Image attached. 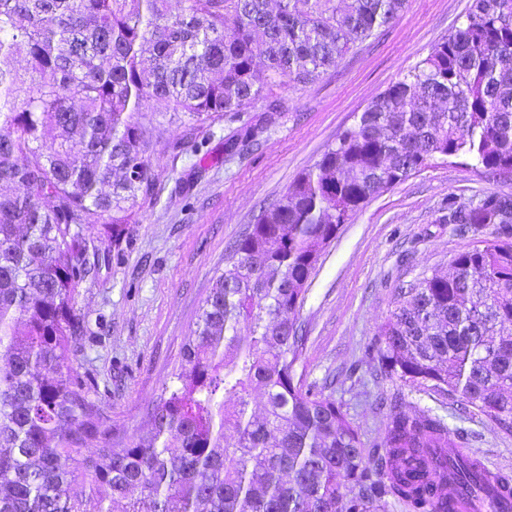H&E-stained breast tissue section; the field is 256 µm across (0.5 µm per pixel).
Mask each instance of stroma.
I'll use <instances>...</instances> for the list:
<instances>
[{"mask_svg":"<svg viewBox=\"0 0 512 512\" xmlns=\"http://www.w3.org/2000/svg\"><path fill=\"white\" fill-rule=\"evenodd\" d=\"M470 0H409L406 9L364 41L355 42L315 82L279 88L284 111L245 152L227 153L224 141L243 120H259L265 100L249 104L246 119L216 120L198 133L201 152L172 153L183 138L180 123L141 112L152 190L119 240L111 269L83 283L77 295L99 343L74 360L109 380L114 420L142 431L144 408L155 401L180 358L215 269L229 247L357 113L401 79L462 23ZM485 192L512 196V179L486 175L466 157L432 161L394 187L381 190L341 226L320 257L295 314L308 340L300 368L306 381L336 379L342 402L365 444L384 436L377 397L403 395L406 404L431 410L461 436L465 454L512 477V433L476 410L435 393H403L399 382L377 377L378 326L393 307L395 279L447 270L452 257L499 237L442 223L449 197Z\"/></svg>","mask_w":512,"mask_h":512,"instance_id":"35a3bbf8","label":"stroma"}]
</instances>
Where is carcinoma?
I'll use <instances>...</instances> for the list:
<instances>
[{
  "label": "carcinoma",
  "instance_id": "cac0c4a2",
  "mask_svg": "<svg viewBox=\"0 0 512 512\" xmlns=\"http://www.w3.org/2000/svg\"><path fill=\"white\" fill-rule=\"evenodd\" d=\"M0 0V512H447L406 470L458 448L428 410L393 406L365 451L334 384L297 372L300 306L323 249L378 190L436 158L512 171V0H472L461 26L356 117L213 272L149 430L73 360L76 290L112 264L151 191L145 104L198 131L290 82L318 79L407 0ZM265 66L257 68L255 48ZM25 49L28 68L13 65ZM246 123L227 152L255 139ZM448 222L512 224V198L448 199ZM377 374L456 398L512 432V241L457 253L394 289ZM262 391L264 413L251 410ZM96 440L99 448L83 449ZM90 493H71L76 482Z\"/></svg>",
  "mask_w": 512,
  "mask_h": 512
}]
</instances>
